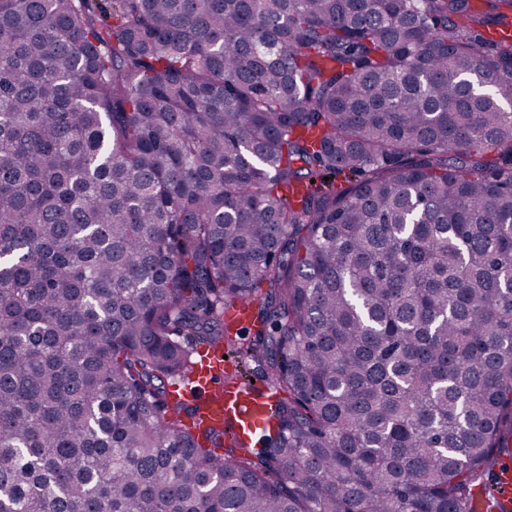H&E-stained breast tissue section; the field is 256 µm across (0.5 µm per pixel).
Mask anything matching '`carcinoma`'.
Wrapping results in <instances>:
<instances>
[{
    "instance_id": "carcinoma-1",
    "label": "carcinoma",
    "mask_w": 512,
    "mask_h": 512,
    "mask_svg": "<svg viewBox=\"0 0 512 512\" xmlns=\"http://www.w3.org/2000/svg\"><path fill=\"white\" fill-rule=\"evenodd\" d=\"M508 20L0 0V512H470L512 459ZM262 284L255 449L167 404Z\"/></svg>"
}]
</instances>
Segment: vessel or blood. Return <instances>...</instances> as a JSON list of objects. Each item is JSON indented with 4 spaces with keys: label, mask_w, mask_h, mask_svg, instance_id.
I'll list each match as a JSON object with an SVG mask.
<instances>
[{
    "label": "vessel or blood",
    "mask_w": 512,
    "mask_h": 512,
    "mask_svg": "<svg viewBox=\"0 0 512 512\" xmlns=\"http://www.w3.org/2000/svg\"><path fill=\"white\" fill-rule=\"evenodd\" d=\"M271 386H257L250 382L228 381L224 378L221 355L204 353L197 363L196 373L175 403L184 400L197 402L206 422L231 423L236 432L254 434L268 423L267 409L273 401ZM496 498L500 512H512V475L502 474L491 491H478L472 502L473 512H485L489 498Z\"/></svg>",
    "instance_id": "1"
}]
</instances>
